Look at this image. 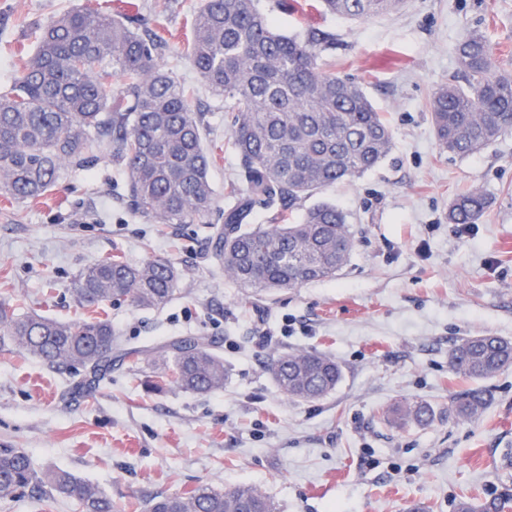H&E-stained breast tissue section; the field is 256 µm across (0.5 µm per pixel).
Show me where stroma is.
Segmentation results:
<instances>
[{"label":"stroma","mask_w":512,"mask_h":512,"mask_svg":"<svg viewBox=\"0 0 512 512\" xmlns=\"http://www.w3.org/2000/svg\"><path fill=\"white\" fill-rule=\"evenodd\" d=\"M276 28L323 37L324 71L359 84L386 119L394 146L360 178L317 198L348 216L355 247L336 278L264 297L225 276L203 224L167 231L123 204L125 174L107 149L88 170L64 173L40 202L0 199V302L17 313L79 321L80 270L114 255L171 261L181 272L164 308L107 306L123 343L145 355L137 371L116 366L90 397L73 395L78 366L52 368L0 350V448H21L37 471L64 469L96 484L122 512L205 483L246 484L276 512H454L463 496L507 501L512 512V368L485 379L493 398L474 421L448 416L452 396L475 387L448 366L465 336L512 342V132L481 153L440 152L428 112L455 71V49L481 29L494 54L512 51V0H406L399 11L348 21L301 12L299 0H260ZM199 0H0V93L10 91L44 26L65 12L121 8L136 28L162 29L160 62L193 85L207 139L225 143L210 169L216 193L234 177L224 98L181 52ZM480 186L490 206L467 233L448 205ZM218 344L221 390L194 394L146 377L164 364L173 336ZM309 350L333 357L342 377L308 403L284 398L270 358ZM434 412L425 426L398 425L399 401Z\"/></svg>","instance_id":"stroma-1"}]
</instances>
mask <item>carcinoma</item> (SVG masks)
I'll return each mask as SVG.
<instances>
[{"label": "carcinoma", "mask_w": 512, "mask_h": 512, "mask_svg": "<svg viewBox=\"0 0 512 512\" xmlns=\"http://www.w3.org/2000/svg\"><path fill=\"white\" fill-rule=\"evenodd\" d=\"M404 0H318L325 12L362 20L399 9ZM322 39L310 31L281 34L258 0H202L194 12L183 56L200 79L224 96V120L237 161L234 179L216 204L209 179L224 145L207 147L193 111L195 90L158 59L167 48L156 32L140 33L125 15L91 9L64 13L44 29L21 76L0 96V195L35 202L51 193L63 169L91 168L97 148L110 150L126 174L123 200L132 213L159 225L207 224L224 272L258 293L330 279L349 262L355 240L347 215L320 201L296 219L300 202L378 166L392 150V132L363 88L320 71ZM457 77L438 87L428 111L445 153L473 156L512 130V63H497L483 32L456 47ZM271 223L252 226L255 205ZM489 207L473 187L448 207V223L475 224ZM179 272L166 259L132 263L115 255L77 277L74 296L91 315L75 322L30 314L0 304V348L27 352L51 367L80 366L75 391L90 395L112 366H138L144 352L112 350L108 303L159 307L175 294ZM170 371L165 382L185 391L224 388V359L203 336H176L162 346ZM448 365L463 378L486 379L512 366V343L498 336L459 339ZM269 370L284 397L314 401L336 388L341 371L317 351L271 360ZM487 389L451 398L448 412L476 419L488 407ZM402 424L425 425L426 406L404 401L392 410ZM22 493L40 502L71 498L81 512H116L94 484L65 470L37 473L29 455L0 448V496ZM497 499L467 498L455 512H503ZM146 512H275L274 503L247 485L222 491L206 484L151 498Z\"/></svg>", "instance_id": "cac0c4a2"}]
</instances>
